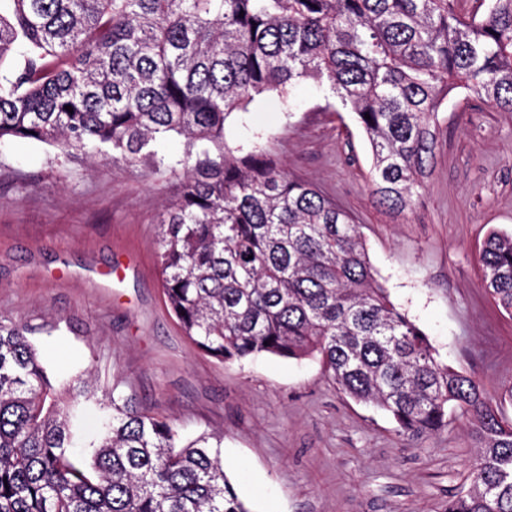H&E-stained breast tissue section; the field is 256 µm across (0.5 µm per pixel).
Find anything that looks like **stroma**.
<instances>
[{
  "label": "stroma",
  "mask_w": 512,
  "mask_h": 512,
  "mask_svg": "<svg viewBox=\"0 0 512 512\" xmlns=\"http://www.w3.org/2000/svg\"><path fill=\"white\" fill-rule=\"evenodd\" d=\"M326 97L310 79L290 99L257 97L225 141L262 137L361 224L390 301L499 401L512 386V317L482 287L479 250L490 232H512V112L451 92L419 203L395 216L372 200L353 113ZM177 183L33 141L0 147V314L57 323L34 337L49 371L89 374L182 438L223 435L224 471L251 512H444L476 456L465 416L408 436L341 393L319 357L222 362L191 344L157 266L156 218Z\"/></svg>",
  "instance_id": "1"
}]
</instances>
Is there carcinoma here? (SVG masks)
I'll use <instances>...</instances> for the list:
<instances>
[{
	"label": "carcinoma",
	"mask_w": 512,
	"mask_h": 512,
	"mask_svg": "<svg viewBox=\"0 0 512 512\" xmlns=\"http://www.w3.org/2000/svg\"><path fill=\"white\" fill-rule=\"evenodd\" d=\"M488 2L479 17L458 0H0V146L182 169L157 224L186 336L221 361L317 355L405 434L467 416L478 456L445 512H512V386L494 404L442 363L388 299L360 225L262 142L229 147L224 127L312 79L364 132L373 202L408 212L451 90L512 112V0ZM171 135L180 156L157 150ZM480 261L512 316V233L491 232ZM54 329L0 316V512H250L212 451L224 437L184 442L120 394L98 397L86 374L51 373L29 335ZM91 402L102 415L87 457L72 448Z\"/></svg>",
	"instance_id": "obj_1"
}]
</instances>
